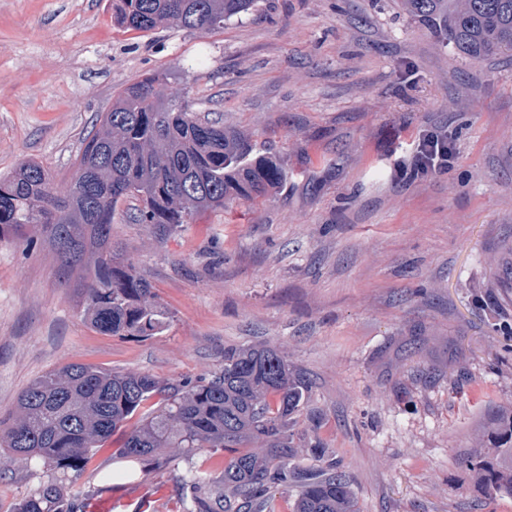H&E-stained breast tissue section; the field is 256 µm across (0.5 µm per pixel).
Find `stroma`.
<instances>
[{
	"label": "stroma",
	"instance_id": "obj_1",
	"mask_svg": "<svg viewBox=\"0 0 512 512\" xmlns=\"http://www.w3.org/2000/svg\"><path fill=\"white\" fill-rule=\"evenodd\" d=\"M150 74L288 181L188 224L118 208L112 240L170 313L149 337L94 329L82 273L39 231L0 240V418L68 364L176 384L267 343L311 382L294 446L326 448L359 512H512L465 464L512 404V52L437 50L401 0H265L203 34L127 30L112 0H0V176L35 160L70 180L98 116ZM429 131L455 155L422 176ZM125 437L77 482L112 512H185L178 478L224 469L220 448L123 458ZM55 476L17 462L0 512Z\"/></svg>",
	"mask_w": 512,
	"mask_h": 512
}]
</instances>
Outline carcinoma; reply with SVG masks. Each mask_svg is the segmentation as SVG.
<instances>
[{
    "instance_id": "obj_1",
    "label": "carcinoma",
    "mask_w": 512,
    "mask_h": 512,
    "mask_svg": "<svg viewBox=\"0 0 512 512\" xmlns=\"http://www.w3.org/2000/svg\"><path fill=\"white\" fill-rule=\"evenodd\" d=\"M259 7L260 0H119L118 20L131 31L175 24L202 33ZM402 7L439 48L476 60L512 51V0H403ZM160 86L159 77L148 76L114 96L67 183L35 160L0 178V238L37 227L66 269L84 265L93 251L85 312L102 333L148 337L168 320L135 267L117 261L112 221L120 202H140L131 215L139 224H189L200 211L260 198L288 178L276 157L255 151L247 133L195 115ZM309 391L310 382L268 344L225 349L224 371L196 383L69 364L33 381L8 422L0 420V448L8 453L0 465L38 459L74 483L97 448L137 415L123 443L128 457L151 459L161 448L229 453L218 482L183 479L186 512H358L349 476L323 461L324 449L293 446L292 420ZM156 396L163 406L146 411ZM486 436L492 454L470 461L475 480L512 499L511 405ZM245 443L250 449H242ZM303 455L313 463L297 462ZM280 490L296 495L279 500ZM13 512H84V502L65 495L55 479Z\"/></svg>"
}]
</instances>
